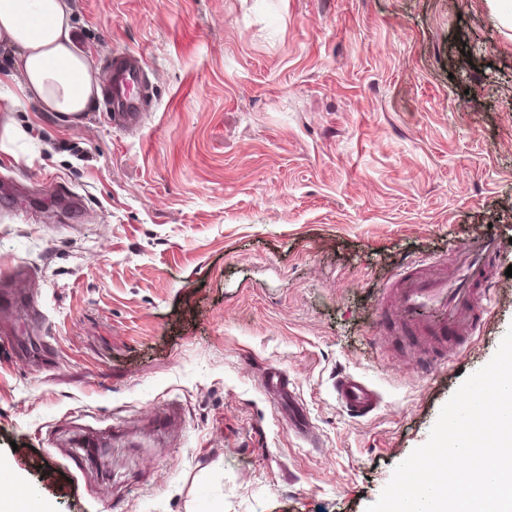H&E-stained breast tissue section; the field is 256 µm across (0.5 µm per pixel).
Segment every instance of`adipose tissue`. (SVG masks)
<instances>
[{"label":"adipose tissue","mask_w":512,"mask_h":512,"mask_svg":"<svg viewBox=\"0 0 512 512\" xmlns=\"http://www.w3.org/2000/svg\"><path fill=\"white\" fill-rule=\"evenodd\" d=\"M17 48L14 63L24 98L44 112L77 117L100 96L99 73L79 47L70 0H0V45ZM0 512H52L0 460Z\"/></svg>","instance_id":"obj_1"}]
</instances>
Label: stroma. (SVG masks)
Instances as JSON below:
<instances>
[{"mask_svg":"<svg viewBox=\"0 0 512 512\" xmlns=\"http://www.w3.org/2000/svg\"><path fill=\"white\" fill-rule=\"evenodd\" d=\"M72 7L101 78L142 57L146 103L134 129L40 111L0 46V457L55 512H365L512 328V29L486 0ZM487 234L493 309L456 359L375 342L399 271ZM264 388L274 397L279 408L283 411L284 419L288 423V428L295 433L304 435L309 427L304 423L297 411L293 408L291 391L289 389L288 377L281 371H270L262 376ZM288 397V411L283 407V402ZM337 402L353 417L363 418L377 411L383 401L381 393L369 382L352 374L336 376Z\"/></svg>","mask_w":512,"mask_h":512,"instance_id":"1","label":"stroma"}]
</instances>
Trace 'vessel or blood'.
Wrapping results in <instances>:
<instances>
[{
	"instance_id": "vessel-or-blood-1",
	"label": "vessel or blood",
	"mask_w": 512,
	"mask_h": 512,
	"mask_svg": "<svg viewBox=\"0 0 512 512\" xmlns=\"http://www.w3.org/2000/svg\"><path fill=\"white\" fill-rule=\"evenodd\" d=\"M142 84V65L135 56L122 54L113 60L104 103L113 123L126 128L139 124L142 99L137 90ZM499 251L496 238L482 236L456 259L454 275L443 274L442 264L426 261L419 270L400 274L392 282L398 323L416 332L428 346L445 344L451 336H475L491 314V298L475 296L473 285L485 278ZM262 384L276 402H285L291 395L283 372L263 374ZM335 389L338 403L356 418L373 414L383 401L376 388L352 374L338 375Z\"/></svg>"
}]
</instances>
